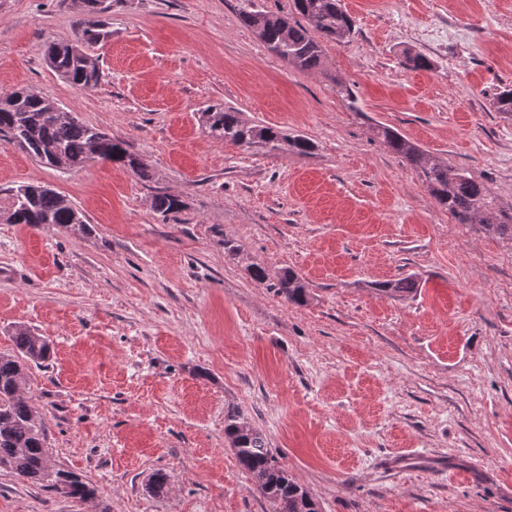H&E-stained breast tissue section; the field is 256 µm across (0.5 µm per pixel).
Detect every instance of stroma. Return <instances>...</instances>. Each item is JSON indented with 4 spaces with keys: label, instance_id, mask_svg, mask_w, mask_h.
<instances>
[{
    "label": "stroma",
    "instance_id": "1",
    "mask_svg": "<svg viewBox=\"0 0 512 512\" xmlns=\"http://www.w3.org/2000/svg\"><path fill=\"white\" fill-rule=\"evenodd\" d=\"M342 5L352 37L306 72L242 24L240 0H105L102 80L80 89L42 52L73 39L80 0H0V92H40L151 173L0 143V188L51 186L88 220L0 221V351L16 325L50 340L26 392L52 465L96 489L83 504L0 472V512H275L224 436L230 410L321 512H512V236L454 223L374 133L512 204V118L491 106L512 87V0ZM406 49L432 68L404 69ZM213 105L315 149L216 138ZM160 192L183 209L157 215ZM284 268L306 305L272 288ZM409 275L413 293L376 289Z\"/></svg>",
    "mask_w": 512,
    "mask_h": 512
}]
</instances>
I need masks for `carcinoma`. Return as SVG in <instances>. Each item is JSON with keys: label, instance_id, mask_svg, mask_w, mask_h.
Returning <instances> with one entry per match:
<instances>
[{"label": "carcinoma", "instance_id": "1", "mask_svg": "<svg viewBox=\"0 0 512 512\" xmlns=\"http://www.w3.org/2000/svg\"><path fill=\"white\" fill-rule=\"evenodd\" d=\"M244 2L240 11L244 26L280 59L305 71L322 69V42H342L355 28L340 0H293L296 13L305 20L303 24L255 10L252 0ZM75 27L74 41L45 43L44 59L72 86L93 88L98 85L101 72L91 49L110 39L112 30L103 22L82 19ZM402 64L410 70L432 68L426 55L411 50L404 51ZM492 105L495 111L512 116V88L496 94ZM202 117L212 135L239 146L290 151L300 156H307L314 149L304 135H292L275 126L248 124L231 108L211 106ZM377 135L418 175L455 223L479 224L490 233L512 235V206L504 205L467 169L427 154L391 127L378 126ZM0 141L16 142L34 160L59 169L78 168L90 159H99L126 166L142 179L149 177L147 165L128 150L124 140L61 114L53 101L23 88L0 93ZM0 195L5 200L0 205V220L8 224L32 228L56 225L81 234L88 231L85 215L53 188L23 184L0 188ZM183 205L179 197L166 193L155 195L152 203L153 211L163 218L179 212ZM417 287L412 275L378 284L379 291L399 296ZM274 288L291 304L308 302L305 282L289 269L277 276ZM13 341V352L0 353V470L63 498L90 502L95 489L89 481L62 468L48 470L44 424L19 386L25 381L27 366L42 365L50 359L51 343L23 327L15 329ZM224 434L240 467L254 479L257 490L279 507V512H314V498L280 465L263 435L245 424L238 413L227 412Z\"/></svg>", "mask_w": 512, "mask_h": 512}]
</instances>
